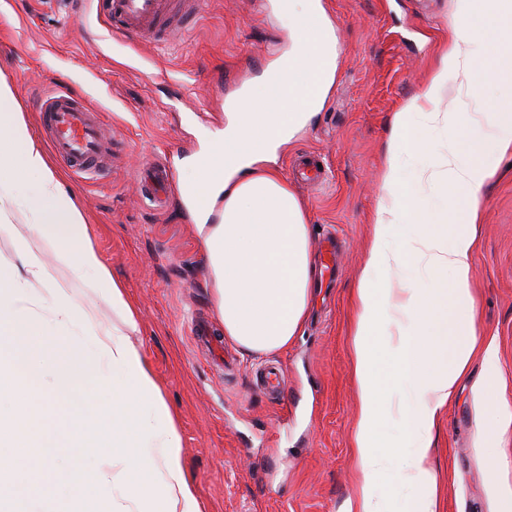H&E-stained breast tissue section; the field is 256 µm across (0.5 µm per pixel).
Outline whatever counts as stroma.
Masks as SVG:
<instances>
[{
	"label": "stroma",
	"instance_id": "35a3bbf8",
	"mask_svg": "<svg viewBox=\"0 0 512 512\" xmlns=\"http://www.w3.org/2000/svg\"><path fill=\"white\" fill-rule=\"evenodd\" d=\"M340 51L323 109L280 151L276 165L304 203L313 239L342 244L330 294L312 293L301 336L256 359L225 343L213 358L191 333L224 329L206 280L196 229L172 183L166 202L145 199L142 173L180 172L205 132L223 130L224 104L287 50V23L260 0H208L202 17L160 44L117 39L86 0H0V78L36 135L51 86L66 85L112 129L106 172L64 173L113 275L138 315L133 343L149 362L182 438V461L203 512H345L353 494L350 438L357 395L348 325L379 204L391 118L418 90L447 37L454 0H324ZM314 154L326 179L295 180ZM494 176L480 198L473 296L480 335L498 347L504 384L478 395L473 359L438 418L440 512H504L492 491L512 483V430L497 460L483 451L499 405L512 406V153L490 152ZM285 369L283 396L255 384L267 364Z\"/></svg>",
	"mask_w": 512,
	"mask_h": 512
}]
</instances>
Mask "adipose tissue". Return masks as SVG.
Masks as SVG:
<instances>
[{
  "label": "adipose tissue",
  "instance_id": "ef3b65f1",
  "mask_svg": "<svg viewBox=\"0 0 512 512\" xmlns=\"http://www.w3.org/2000/svg\"><path fill=\"white\" fill-rule=\"evenodd\" d=\"M453 34L420 89L392 117L374 231L354 297L350 359L358 393L351 447L356 459L354 508L381 512L376 491L387 479L408 483L415 498L406 512H438L431 465L439 411L475 350L499 378L494 341L479 336L472 295V259L479 201L494 170L488 146L512 151V93L487 101L485 88L512 90V0H454ZM292 33L288 52L257 84L226 106L223 131L186 159L182 199L207 256L208 274L224 337L244 354L265 357L299 336L316 269L306 210L280 173L276 158L321 111L339 70V48L323 0H278ZM449 98L452 110L439 111ZM495 131L486 144L478 129L459 139L462 109ZM429 112L448 132L446 151L407 178V156L427 144L416 116ZM435 184L438 199L416 184ZM25 219L55 253L20 240L14 261L0 262V337L13 341L0 372V512L38 500L37 512H201L186 478L181 437L142 352L124 286L95 245L85 216L49 164L7 81H0V235ZM418 232L405 237L404 230ZM422 263L434 285L394 292V271ZM65 266L102 291L117 320L105 325L58 279ZM44 288L62 324L76 326L67 341L38 336L25 294ZM37 339L29 349V339ZM56 381V402L79 376H90L102 402L93 414L70 412L56 431L31 402L29 381ZM82 448L97 458L64 474L54 455Z\"/></svg>",
  "mask_w": 512,
  "mask_h": 512
}]
</instances>
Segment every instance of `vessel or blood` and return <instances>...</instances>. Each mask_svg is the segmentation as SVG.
<instances>
[{
    "instance_id": "obj_1",
    "label": "vessel or blood",
    "mask_w": 512,
    "mask_h": 512,
    "mask_svg": "<svg viewBox=\"0 0 512 512\" xmlns=\"http://www.w3.org/2000/svg\"><path fill=\"white\" fill-rule=\"evenodd\" d=\"M107 17L109 29L140 41H156L190 17L200 16L207 0H89ZM43 125L58 157L79 176L103 172L104 134L97 110L64 86L39 104Z\"/></svg>"
}]
</instances>
